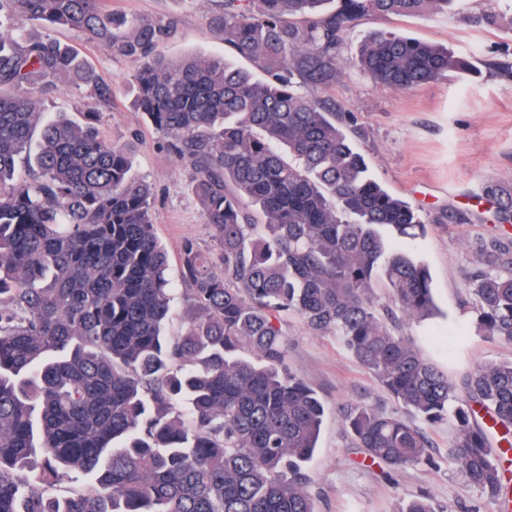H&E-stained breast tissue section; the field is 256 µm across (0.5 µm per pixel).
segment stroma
Wrapping results in <instances>:
<instances>
[{"mask_svg": "<svg viewBox=\"0 0 512 512\" xmlns=\"http://www.w3.org/2000/svg\"><path fill=\"white\" fill-rule=\"evenodd\" d=\"M223 5L224 0L103 2L105 10L128 18L169 24L159 50L173 60L223 53L215 23ZM488 6V0H457L449 14L363 19L340 50L341 74L313 92L354 115L355 141L371 174L410 202L428 226L425 236L400 239L399 246L429 268L438 314L411 318L386 289H377L375 297L392 328L411 336L421 354L454 381L477 364L512 360V345L477 334L471 291L475 276L486 268L481 251L512 246V224L500 223L496 201L483 191L490 185L512 192V0L494 5L502 16L498 25H467L468 17ZM379 31L433 43L468 59L471 69L409 90L376 85L351 60ZM54 35L75 46L99 82L112 90L111 101L98 106L100 133L109 143L133 145V172L155 189L154 231L167 250L175 288L183 286L178 275L185 242L222 268L224 249L204 223L179 161L136 106L135 62L106 44L82 43L65 29ZM94 100L90 87L68 78L46 99L44 110L50 118L64 112L76 119ZM281 328L288 340L287 371L303 378L325 405L318 449L307 468L316 512H400L424 493L445 512H499L448 458L456 434L453 419L421 426L435 465L392 470L366 459L346 431L338 405L361 398L396 416H405V409L383 394L335 333H313L294 315L282 317Z\"/></svg>", "mask_w": 512, "mask_h": 512, "instance_id": "35a3bbf8", "label": "stroma"}]
</instances>
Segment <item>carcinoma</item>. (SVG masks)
Masks as SVG:
<instances>
[{
  "label": "carcinoma",
  "instance_id": "1",
  "mask_svg": "<svg viewBox=\"0 0 512 512\" xmlns=\"http://www.w3.org/2000/svg\"><path fill=\"white\" fill-rule=\"evenodd\" d=\"M455 2L224 0V55L170 61L158 50L167 26L106 13L102 0H0V88L13 89L0 92V512H315L305 469L324 406L284 370L288 313L340 336L411 415L453 418L448 457L491 502H512V361L452 382L385 322L380 280L407 316L434 311L429 271L392 244L425 224L370 175L352 116L300 92L336 81L362 19ZM55 26L135 59L137 106L224 248L216 272L185 243L179 336L165 335L168 258L132 148L106 142L92 108L44 119L43 97L66 76L111 97ZM354 65L403 90L468 68L391 32L363 42ZM485 263L506 271L476 279V330L511 345L512 250ZM339 411L372 460L435 464L405 419L361 401ZM73 474L92 486L57 496Z\"/></svg>",
  "mask_w": 512,
  "mask_h": 512
}]
</instances>
